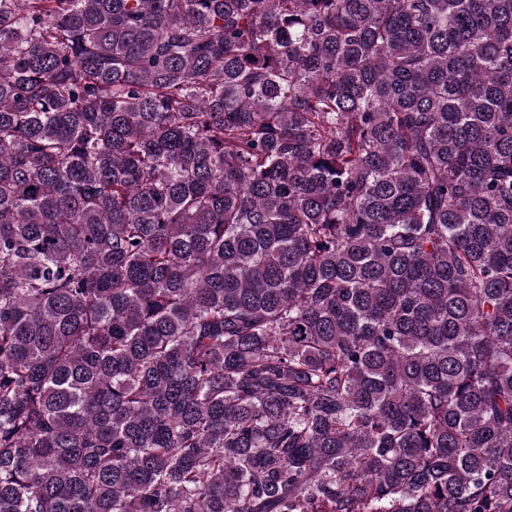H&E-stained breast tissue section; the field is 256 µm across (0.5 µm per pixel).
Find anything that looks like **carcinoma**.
<instances>
[{"label":"carcinoma","instance_id":"cac0c4a2","mask_svg":"<svg viewBox=\"0 0 512 512\" xmlns=\"http://www.w3.org/2000/svg\"><path fill=\"white\" fill-rule=\"evenodd\" d=\"M0 512H512V0H0Z\"/></svg>","mask_w":512,"mask_h":512}]
</instances>
